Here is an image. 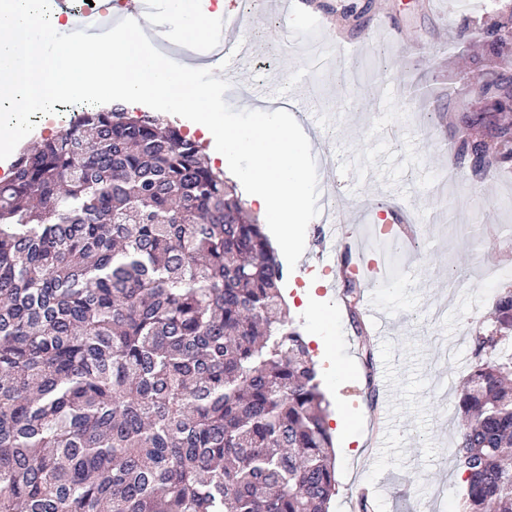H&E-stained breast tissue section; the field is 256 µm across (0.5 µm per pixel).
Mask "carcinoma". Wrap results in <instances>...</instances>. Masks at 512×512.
<instances>
[{"label":"carcinoma","instance_id":"1","mask_svg":"<svg viewBox=\"0 0 512 512\" xmlns=\"http://www.w3.org/2000/svg\"><path fill=\"white\" fill-rule=\"evenodd\" d=\"M492 53L512 52V20ZM461 135L475 185L512 160V77ZM0 179V512H328L333 436L265 225L153 112L78 104ZM343 300L357 326L361 292ZM512 290L472 336L450 455L463 512H512Z\"/></svg>","mask_w":512,"mask_h":512}]
</instances>
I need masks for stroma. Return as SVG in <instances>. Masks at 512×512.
<instances>
[{"mask_svg": "<svg viewBox=\"0 0 512 512\" xmlns=\"http://www.w3.org/2000/svg\"><path fill=\"white\" fill-rule=\"evenodd\" d=\"M354 1L366 2L325 0V12L318 0H300L290 18L277 0H262L245 31L254 61L244 75L231 70L226 78L253 87L312 81L315 110L329 119L301 128L317 169L339 185L338 205L354 217L343 230L356 245L349 265L338 260L329 223L314 218L282 288L320 366L329 417L349 425L333 435L329 512H357L362 485L373 492L372 512H426L441 501L445 512H459L465 486L448 446L457 390L473 360L459 340L483 326L496 295L512 289V167L493 172L485 201L450 147L484 106L474 78L512 71V56H493L487 34L512 13V0H377L357 27L338 28L336 11ZM287 37L295 40L288 54L279 48ZM314 53L329 56L333 72L309 71ZM386 121L398 123L396 141L379 139ZM477 207L478 222H461V211ZM395 209L409 221L389 229L399 249L390 277L380 268L386 242L373 226ZM349 278L371 290L382 327L370 322L357 334L341 299ZM367 458L373 468L364 467Z\"/></svg>", "mask_w": 512, "mask_h": 512, "instance_id": "35a3bbf8", "label": "stroma"}]
</instances>
